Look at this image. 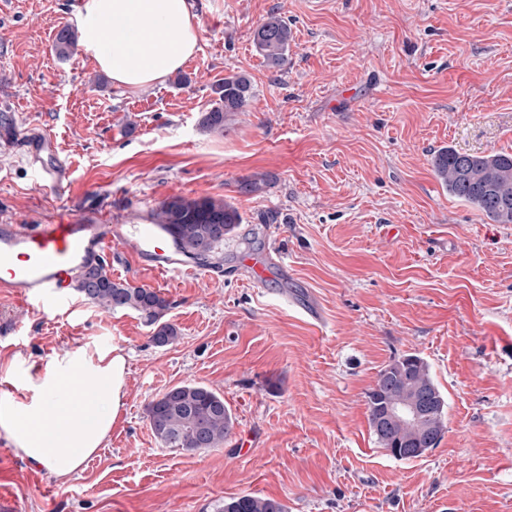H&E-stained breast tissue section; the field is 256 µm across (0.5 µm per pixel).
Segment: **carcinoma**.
I'll return each instance as SVG.
<instances>
[{
  "label": "carcinoma",
  "instance_id": "1",
  "mask_svg": "<svg viewBox=\"0 0 512 512\" xmlns=\"http://www.w3.org/2000/svg\"><path fill=\"white\" fill-rule=\"evenodd\" d=\"M292 32L288 23L269 16L255 33V46L266 62L279 67L285 61ZM78 34L65 26L55 37L58 56L67 57L76 48ZM220 105L202 113V128L224 131V124L248 106L253 97L250 80L240 74L224 78L218 87ZM434 173L454 196L486 216L495 224H512V154L473 155L452 147L433 157ZM172 235L185 257L208 259L219 253L224 238L233 235L240 215L222 199L174 197L162 201L150 215ZM77 291L89 302L105 310L136 311L152 327L153 342L165 346L176 341L177 329L162 321L169 302L160 292L115 281L101 264L81 272ZM414 407L416 418L386 420L387 411L403 404ZM369 424L379 445L397 459L418 458L437 447L446 429L448 403L430 372L428 364L416 354L394 360L378 374L367 394ZM147 418L158 442L165 448L194 453L224 443L233 427L231 410L224 397L199 383L176 385L147 406ZM213 512H287L285 505L251 494L221 499Z\"/></svg>",
  "mask_w": 512,
  "mask_h": 512
}]
</instances>
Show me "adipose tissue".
Instances as JSON below:
<instances>
[{
    "label": "adipose tissue",
    "mask_w": 512,
    "mask_h": 512,
    "mask_svg": "<svg viewBox=\"0 0 512 512\" xmlns=\"http://www.w3.org/2000/svg\"><path fill=\"white\" fill-rule=\"evenodd\" d=\"M77 20L84 54L121 86L164 83L197 50L191 0H80ZM5 375L14 390L0 396V437L61 482L104 446L124 407L127 358L116 346H82L40 367L17 357ZM73 377L83 391L56 402Z\"/></svg>",
    "instance_id": "1"
}]
</instances>
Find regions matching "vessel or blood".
Listing matches in <instances>:
<instances>
[{"label": "vessel or blood", "mask_w": 512, "mask_h": 512, "mask_svg": "<svg viewBox=\"0 0 512 512\" xmlns=\"http://www.w3.org/2000/svg\"><path fill=\"white\" fill-rule=\"evenodd\" d=\"M131 247L140 262L161 274L208 277L209 267L179 258L170 236L158 225L104 219L57 224L0 225V290L51 310L74 305L80 271L104 261L113 243Z\"/></svg>", "instance_id": "vessel-or-blood-1"}]
</instances>
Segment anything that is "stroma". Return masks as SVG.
Wrapping results in <instances>:
<instances>
[{
	"mask_svg": "<svg viewBox=\"0 0 512 512\" xmlns=\"http://www.w3.org/2000/svg\"><path fill=\"white\" fill-rule=\"evenodd\" d=\"M195 55L165 83L122 89L53 39L77 0H0V224L96 214L148 221L171 197L240 213L209 279L160 275L117 245L114 280L160 291L178 340L159 347L131 310L51 311L0 293L6 365L89 341L128 358L125 408L104 448L61 482L29 479L0 438V494L16 512H212L240 494L288 512H512V224L448 194L439 149L512 154V0H192ZM292 29L282 66L257 52L269 15ZM253 98L223 132L200 125L224 76ZM51 134L71 167L41 187ZM289 270L254 284L251 257ZM313 301L322 322L284 304ZM419 355L447 429L394 458L367 394L392 360ZM187 382L220 393L224 444L193 454L154 438L147 405ZM249 435L241 453L238 434ZM31 153L35 157H40L42 153H45L48 156L49 161L52 162V164H49V167L45 170L47 174L43 184L45 189L56 191L61 187L64 181H68V169L63 165L55 163V141L49 134H41L40 138L32 146Z\"/></svg>",
	"mask_w": 512,
	"mask_h": 512,
	"instance_id": "obj_1",
	"label": "stroma"
}]
</instances>
